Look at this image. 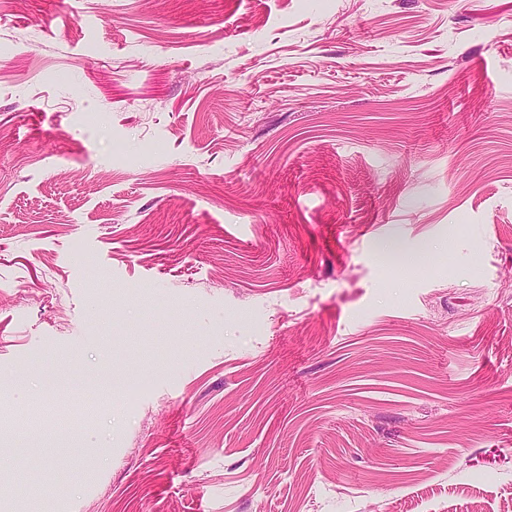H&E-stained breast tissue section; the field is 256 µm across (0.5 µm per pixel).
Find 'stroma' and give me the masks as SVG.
Returning <instances> with one entry per match:
<instances>
[{
  "mask_svg": "<svg viewBox=\"0 0 512 512\" xmlns=\"http://www.w3.org/2000/svg\"><path fill=\"white\" fill-rule=\"evenodd\" d=\"M1 379L0 512H512V0H0Z\"/></svg>",
  "mask_w": 512,
  "mask_h": 512,
  "instance_id": "1",
  "label": "stroma"
}]
</instances>
